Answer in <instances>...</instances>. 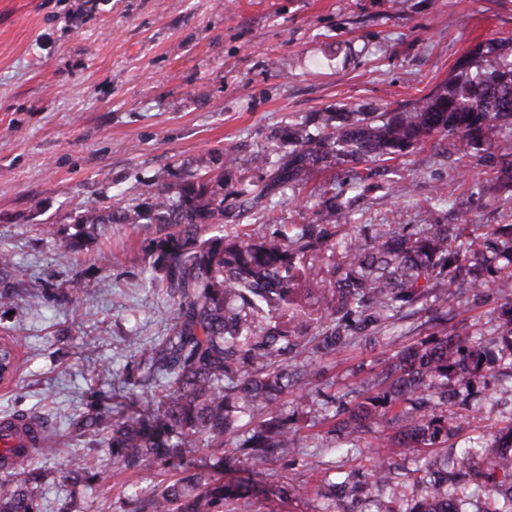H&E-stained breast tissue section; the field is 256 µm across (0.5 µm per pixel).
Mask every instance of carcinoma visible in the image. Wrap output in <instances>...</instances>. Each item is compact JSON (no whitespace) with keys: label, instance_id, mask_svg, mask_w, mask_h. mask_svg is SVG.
<instances>
[{"label":"carcinoma","instance_id":"obj_1","mask_svg":"<svg viewBox=\"0 0 512 512\" xmlns=\"http://www.w3.org/2000/svg\"><path fill=\"white\" fill-rule=\"evenodd\" d=\"M512 41L489 40L463 59L453 74L412 108L370 112L338 108L311 112L277 129L283 152L268 178L233 189L224 205V175L260 169L264 154L232 155L217 171L185 169L171 187L144 190L127 207H89L73 218L76 233L56 262L76 261L86 242L102 241L114 224H149L153 261L143 286L169 305L168 335L142 348L126 382L160 388L157 408L118 412L90 393L88 410L69 419L77 435L100 433L113 464L136 474L165 466L175 448L224 450L252 473L297 455L294 415L282 400L306 407L322 378L321 359L363 336L388 334L397 345L380 370L366 372L346 393L323 395L320 423L347 453L363 433L377 448L365 487L380 492L393 480L392 453L446 448L476 413L470 398L490 370L512 387V298L493 336L433 334L413 345L396 321L406 311L432 312L447 324L469 312V302L489 288H512V224H364L342 233L327 205L298 229L276 223L270 233L201 236L224 227L265 199L306 181L309 171L352 165L348 185L363 182L355 164L393 160L431 140L464 159L493 150L496 192L512 194ZM13 256L0 252V309L16 303L8 279ZM20 336L0 337V370L18 364ZM452 479L416 468L406 474L419 499L412 512H512V448L487 454L474 442L446 457ZM178 477L152 488H132L129 512H238L243 484L178 463ZM39 476L36 458L18 460L0 479V512H37L29 484Z\"/></svg>","mask_w":512,"mask_h":512}]
</instances>
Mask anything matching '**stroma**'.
Here are the masks:
<instances>
[{"label":"stroma","mask_w":512,"mask_h":512,"mask_svg":"<svg viewBox=\"0 0 512 512\" xmlns=\"http://www.w3.org/2000/svg\"><path fill=\"white\" fill-rule=\"evenodd\" d=\"M493 39H512V0H0V248L14 255L19 288L0 336L25 339L20 379L0 386V418L22 413L57 433L55 452L40 459L38 512L71 496L84 512H127L121 486L132 476L114 467L102 436L70 435L66 420L86 410L92 389L111 409H145L152 393L131 390L125 367L170 326L165 301L141 286L152 229L113 225L111 261L97 262L91 243L77 264L60 265L73 216L176 183L181 162L207 171L269 149L272 130L308 112L418 103ZM358 170L365 188L353 223L512 224V201L491 190L495 168L433 144ZM438 192L448 204L426 215ZM54 287L68 300L49 303ZM503 298L493 288L473 302L466 331L495 334ZM390 351L383 339L337 351L327 360L333 393ZM321 402L312 394L300 412L301 453L274 476L223 469L212 448L179 456L244 483L248 512H373L370 500L323 495L329 481L366 473L374 438L349 454L319 447ZM476 403L459 438L492 442L512 418V391L490 376ZM75 456L90 467L76 485L64 477ZM132 478L148 487L173 475L152 466Z\"/></svg>","instance_id":"obj_1"}]
</instances>
